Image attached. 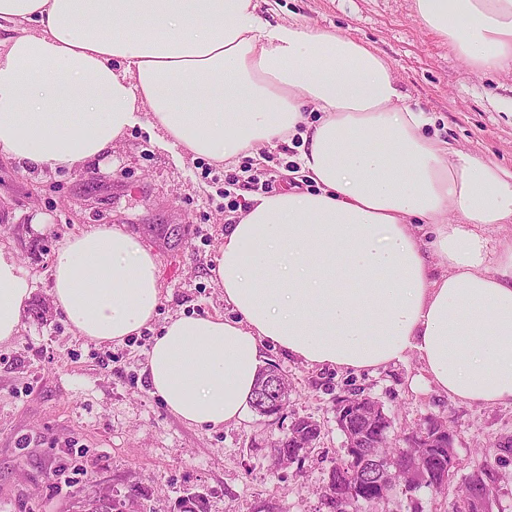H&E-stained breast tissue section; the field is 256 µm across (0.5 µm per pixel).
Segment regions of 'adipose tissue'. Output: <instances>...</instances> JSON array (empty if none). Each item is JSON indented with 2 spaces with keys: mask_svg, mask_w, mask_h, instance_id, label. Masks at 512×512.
I'll return each instance as SVG.
<instances>
[{
  "mask_svg": "<svg viewBox=\"0 0 512 512\" xmlns=\"http://www.w3.org/2000/svg\"><path fill=\"white\" fill-rule=\"evenodd\" d=\"M257 0H0V150L69 171L121 143L137 113L221 163L300 140L316 191L253 198L210 273L229 317L179 316L145 372L172 415L242 421L269 349L308 367L416 357L449 399L512 406V172L421 134L389 62L312 26H270ZM482 72L512 63V0H416ZM317 113L309 121L307 113ZM505 230L487 235V226ZM31 283L0 248V344ZM52 302L75 333L122 341L161 300L157 258L120 224L56 252Z\"/></svg>",
  "mask_w": 512,
  "mask_h": 512,
  "instance_id": "ef3b65f1",
  "label": "adipose tissue"
}]
</instances>
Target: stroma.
Returning <instances> with one entry per match:
<instances>
[{"label":"stroma","instance_id":"stroma-1","mask_svg":"<svg viewBox=\"0 0 512 512\" xmlns=\"http://www.w3.org/2000/svg\"><path fill=\"white\" fill-rule=\"evenodd\" d=\"M271 24L329 29L374 47L391 64L404 103L425 113L426 136L512 172V75L480 74L417 17L415 0H262ZM299 154L278 145L264 159L214 163L186 155L139 113L124 141L83 170L22 166L0 150V247L33 283L19 335L0 345V512H73L100 491H149L148 512H174L200 492L208 512H319L326 473L342 455L337 399L378 401L403 437L432 418L453 433L458 466L443 492L397 487L384 512H452L476 465L492 474L488 512H512V407L454 402L419 379L416 358L377 371L311 369L270 351L288 383L283 421L249 411L215 430L190 426L151 394L144 366L152 339L179 315H224L210 269L225 225L253 197L279 192ZM45 231H35V223ZM94 224H121L157 256L154 321L122 342L77 337L50 301L54 254ZM320 422L302 465L278 468L271 441L286 424Z\"/></svg>","mask_w":512,"mask_h":512}]
</instances>
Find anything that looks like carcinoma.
<instances>
[{
	"label": "carcinoma",
	"instance_id": "cac0c4a2",
	"mask_svg": "<svg viewBox=\"0 0 512 512\" xmlns=\"http://www.w3.org/2000/svg\"><path fill=\"white\" fill-rule=\"evenodd\" d=\"M275 371L271 367L264 372L257 383L252 408L266 417H279L288 399V383L281 381L275 394L259 400V392L268 375ZM391 420L384 415L372 422L358 421L354 424V433L365 436L364 452L372 451L378 461V468L373 464L364 466L354 459L356 449L345 450V455L336 459L329 468L327 479L321 494V505L325 512H348L347 506L352 502H362L371 512H376L389 489L378 485L379 479L387 484L403 478V472L413 467L421 469L420 481L412 488H441L448 483V448L438 443L427 449L421 456L415 457L407 448L393 442L391 438ZM295 437L280 438L270 448L273 460L282 466L300 462L315 450V444L321 434V425L311 420H298L292 423ZM487 469L480 466L473 470L464 483L463 498L479 500L483 507H488L489 484ZM149 492L141 486H132L122 495L112 496V503L99 504L94 499L83 500L77 509L81 512H147L144 500Z\"/></svg>",
	"mask_w": 512,
	"mask_h": 512
}]
</instances>
